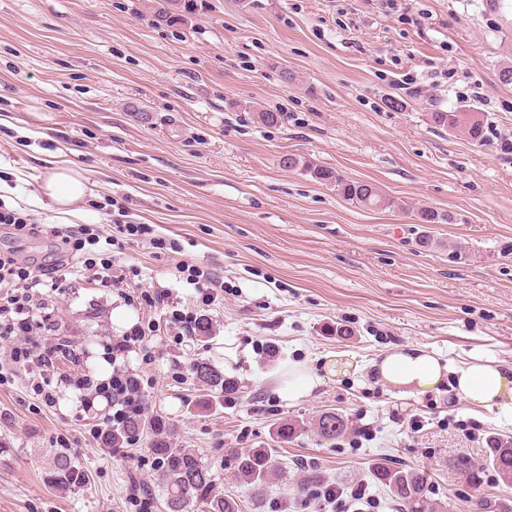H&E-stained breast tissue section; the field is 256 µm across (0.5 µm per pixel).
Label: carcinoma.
I'll list each match as a JSON object with an SVG mask.
<instances>
[{"mask_svg": "<svg viewBox=\"0 0 512 512\" xmlns=\"http://www.w3.org/2000/svg\"><path fill=\"white\" fill-rule=\"evenodd\" d=\"M461 113L438 109L429 113V119L435 126L446 129L453 127L456 135L467 139L474 145L486 140L487 121L461 123ZM280 165L289 170H299L314 180L336 188L346 200L367 208L410 211L402 200H396L382 193L374 184L349 180L337 171L317 165L296 154H285ZM414 216L421 224H450L453 217L432 208L420 207ZM191 372L197 381L227 396L235 393L233 381L224 377V373L203 359L191 364ZM150 426L154 438L150 444L151 453L158 460V478L164 492V512H192L196 506L202 512H239L237 503L214 492L215 477L209 465L187 448H181L174 442L173 425L155 417L145 420L134 418L117 430H110L106 438L110 442L131 441L144 426ZM347 429L345 420L332 412L322 414L316 421L317 433L326 439H334ZM224 466L240 481L250 486L254 498L262 503L266 499L270 481L281 474V463L272 448H227L224 451ZM453 466L464 479L473 485L479 482V468L473 459L466 455L455 458ZM488 466L499 479L512 484V438L495 436L489 448ZM373 479L388 488L397 499L409 507V512H428L427 476L418 468H404L380 463L372 471ZM45 480L53 488L68 490L85 484L84 471L69 455L58 452L45 473ZM324 487L323 476L312 471L299 481L296 494L304 496L314 489Z\"/></svg>", "mask_w": 512, "mask_h": 512, "instance_id": "1", "label": "carcinoma"}]
</instances>
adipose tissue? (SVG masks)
<instances>
[{"instance_id": "ef3b65f1", "label": "adipose tissue", "mask_w": 512, "mask_h": 512, "mask_svg": "<svg viewBox=\"0 0 512 512\" xmlns=\"http://www.w3.org/2000/svg\"><path fill=\"white\" fill-rule=\"evenodd\" d=\"M43 191L56 206L65 208L83 198L88 186L77 172L62 165L46 179ZM370 366L379 382L397 396L417 399L446 386L471 412L492 410L512 422V366H502L483 352H473L469 361L456 364L425 346L413 344L376 357ZM358 369V363L345 353L328 356L320 375L302 365L289 364L288 372L293 379L288 383V396H306L326 380L347 376Z\"/></svg>"}]
</instances>
